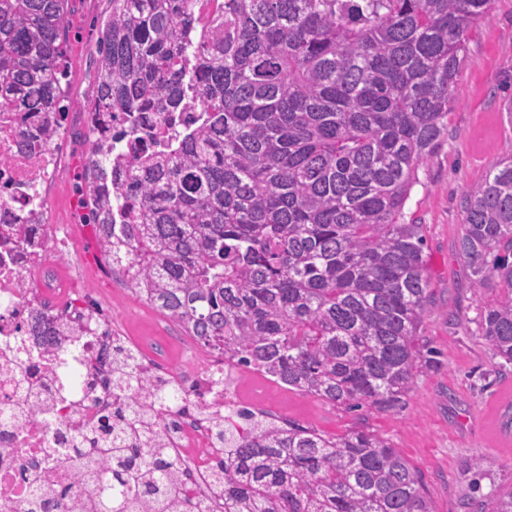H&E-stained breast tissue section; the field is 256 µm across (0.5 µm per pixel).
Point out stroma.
Listing matches in <instances>:
<instances>
[{
    "label": "stroma",
    "instance_id": "1",
    "mask_svg": "<svg viewBox=\"0 0 512 512\" xmlns=\"http://www.w3.org/2000/svg\"><path fill=\"white\" fill-rule=\"evenodd\" d=\"M111 9L110 0H69L72 111H80L96 78L90 23ZM454 96L448 132L420 167L405 206L408 218L424 227L432 298L422 340L436 351L438 368L417 376L405 408L395 413H349L257 371L243 372L241 380L242 398L260 392L273 416L330 436L365 427L386 439L421 474L433 512H464V500L512 489V436L501 428V402L512 396V364L495 357L477 331L481 307L498 292L475 293L458 248L463 190L480 184L496 158L512 155V0H494L489 16L472 26ZM79 190L73 168L47 189L54 223L73 225L72 244L84 259L73 298L90 295L126 335L152 338L151 358L181 366L190 347L185 331L139 298L127 281L106 273L94 234L80 224Z\"/></svg>",
    "mask_w": 512,
    "mask_h": 512
}]
</instances>
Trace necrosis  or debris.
Wrapping results in <instances>:
<instances>
[{"instance_id": "obj_1", "label": "necrosis or debris", "mask_w": 512, "mask_h": 512, "mask_svg": "<svg viewBox=\"0 0 512 512\" xmlns=\"http://www.w3.org/2000/svg\"><path fill=\"white\" fill-rule=\"evenodd\" d=\"M86 112L0 113V512H28L33 484L71 489L59 512H79L93 490L68 460L48 466L65 438L101 431L114 395L112 349L142 353V387L165 384L178 399L158 407L179 459L180 486L204 512H224V489L210 476L214 444L201 417L240 424V378L222 357L191 360L179 370L146 358L147 344L119 335L111 321L75 303L51 258L69 246L70 227L52 220L46 194L71 157L69 128Z\"/></svg>"}]
</instances>
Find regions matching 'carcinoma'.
Listing matches in <instances>:
<instances>
[{
  "label": "carcinoma",
  "instance_id": "cac0c4a2",
  "mask_svg": "<svg viewBox=\"0 0 512 512\" xmlns=\"http://www.w3.org/2000/svg\"><path fill=\"white\" fill-rule=\"evenodd\" d=\"M69 0H0V110L65 112L60 66ZM96 20L97 78L83 108L134 125L194 110L200 123L131 143L128 169L95 140L80 179L101 249L126 242L130 286L203 347L341 409L396 413L437 367L420 341L430 283L423 225L405 203L448 131L467 35L493 0H111ZM125 177L123 223L112 182ZM459 252L478 332L512 363V157L463 192ZM139 356L112 352V435L76 441L69 462L94 487L91 512H182L177 460L137 394ZM241 415L215 461L224 512H433L422 477L365 430L327 437ZM111 466L102 470L100 457ZM70 491L37 496L41 512ZM477 512H512V490Z\"/></svg>",
  "mask_w": 512,
  "mask_h": 512
}]
</instances>
